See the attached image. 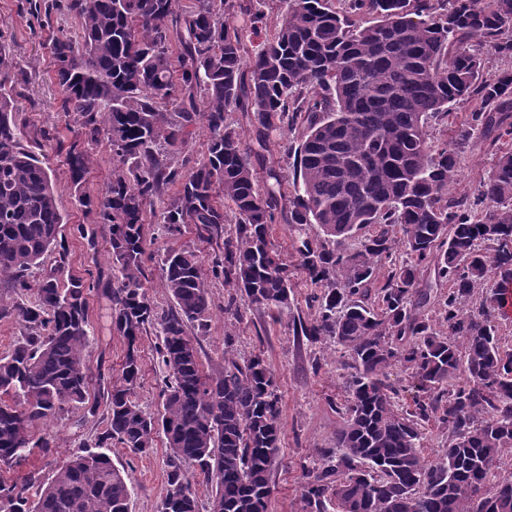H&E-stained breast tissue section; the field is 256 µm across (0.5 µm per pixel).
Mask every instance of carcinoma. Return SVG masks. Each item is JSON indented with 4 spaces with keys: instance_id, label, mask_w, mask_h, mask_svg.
<instances>
[{
    "instance_id": "1",
    "label": "carcinoma",
    "mask_w": 512,
    "mask_h": 512,
    "mask_svg": "<svg viewBox=\"0 0 512 512\" xmlns=\"http://www.w3.org/2000/svg\"><path fill=\"white\" fill-rule=\"evenodd\" d=\"M266 0H48L45 13L74 15L73 34L52 38L61 109L77 133L66 153L71 185L102 234L120 279L72 276L57 191L39 155L23 143L13 96L19 73L0 40V318L21 337L0 355V471L48 457L57 436L36 437L74 409L102 416L92 445L46 477L0 478V512H130L131 487L108 450L146 455L166 440V489L158 512H269L279 455L280 396L262 354L240 362L224 336V369L204 371L199 337L209 332L208 277L274 321L290 309L296 271L316 288L314 318L294 335L341 347L348 397L340 407L336 462L302 466L303 512H512V343L499 320L512 291V150L476 190L450 194L461 153L476 133L490 145L512 136V69L483 76L486 50L512 61V0H288L253 48ZM374 17L366 25L362 18ZM179 47L177 59L171 49ZM205 110H200L198 100ZM472 106L459 122L453 110ZM251 127V142L227 123ZM447 125V139L431 137ZM206 133L202 159L174 162L190 128ZM303 128L282 156L263 154L269 132ZM104 138L112 174L102 195L81 193L84 143ZM292 164L293 176L283 175ZM161 202L170 236L195 228L210 244L224 236L210 268L191 245L162 259L172 305L159 311L145 283L149 208ZM234 230L223 232L228 218ZM296 232V260L271 240V226ZM317 224L310 237L305 226ZM57 265L30 280L46 255ZM448 288L441 293L435 288ZM109 301L126 350L102 397L90 399L85 356L92 344L88 296ZM432 307L446 328L425 316ZM159 329L162 409L136 399L139 341ZM415 382L399 403L389 369ZM448 431V448L425 458L424 424Z\"/></svg>"
}]
</instances>
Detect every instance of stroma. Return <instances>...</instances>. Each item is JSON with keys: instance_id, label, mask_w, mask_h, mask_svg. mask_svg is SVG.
Masks as SVG:
<instances>
[{"instance_id": "stroma-1", "label": "stroma", "mask_w": 512, "mask_h": 512, "mask_svg": "<svg viewBox=\"0 0 512 512\" xmlns=\"http://www.w3.org/2000/svg\"><path fill=\"white\" fill-rule=\"evenodd\" d=\"M43 0H0V36L4 37L19 69L26 74L24 82L16 85L14 97L19 113L17 120L26 134L27 144H40L42 160L57 186V204L65 220L61 234L68 251L66 273L101 281L113 280L114 272L104 239L88 244L75 232L85 215L69 188L65 153L73 137L69 127L72 118L61 110V93L52 79L51 56L48 44L59 31L74 32L72 15L54 12L36 13ZM89 159V174L84 184L87 195H101L112 171V154L106 140L85 146ZM495 161V152L483 139H473L463 153L461 167L452 193L473 192L487 176ZM145 266L148 275V294L160 308L170 306L163 286L161 261L168 248L199 245L203 262H210L213 247L198 243L192 229L178 237L166 235L160 224L145 227ZM291 295V311L282 322L273 323L267 314L242 309L240 316L225 314L227 292L220 280H210V330L200 339V359L206 371L216 374L224 367V336L233 332L234 349L238 357L262 353L274 372L281 398V423L284 437L271 475L270 512H302L301 493L305 478L300 462H323L336 449V431L342 419L336 406L346 397V372L332 347L311 346L294 337L293 317H313L315 308L308 298L312 292L303 274H296ZM89 322L95 339L86 353V365L92 375L112 377L117 374L126 345L122 336L113 332L107 316L106 301L99 295L89 298ZM157 336L148 329L139 342L143 363L142 378L136 390L139 402L149 411L160 409L163 401L162 373L156 360ZM102 428L100 422L87 421L74 427L72 421L54 424L59 446L52 456L33 453L27 466L8 471L11 479H22L28 468H40L51 473L65 461L81 442L93 440ZM165 440L157 438L149 455L135 456L124 448L110 452L113 463L124 465L131 485V512H157L165 493Z\"/></svg>"}]
</instances>
